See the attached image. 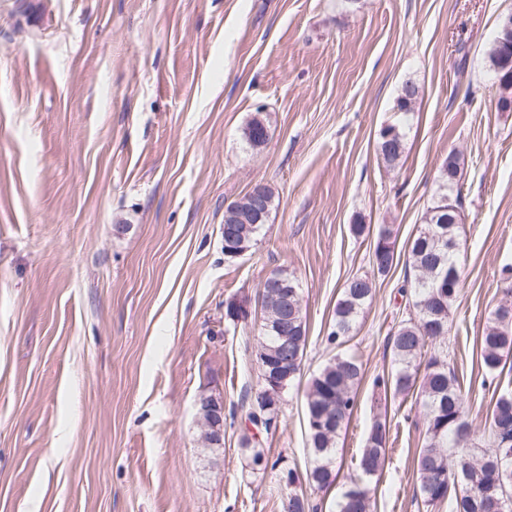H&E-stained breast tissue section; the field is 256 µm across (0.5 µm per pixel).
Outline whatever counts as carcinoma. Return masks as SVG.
<instances>
[{
  "mask_svg": "<svg viewBox=\"0 0 512 512\" xmlns=\"http://www.w3.org/2000/svg\"><path fill=\"white\" fill-rule=\"evenodd\" d=\"M420 94L413 82L403 85L396 99L399 112L411 111ZM405 153V135L397 124L380 129L377 154L386 166H394ZM464 166L459 152H449L447 164L440 166L443 193L426 217V224L412 239L409 247L414 278L405 280L401 295L406 297L409 313L390 333L388 346L392 364L372 380L378 401L416 396L425 411V435L417 451L419 474L418 494L426 506L449 504L451 512H492L493 502L508 503L503 512H512V391H503L495 398L489 414V437L481 448L471 445L466 431V403L456 372L448 363V355L440 349L425 350L427 342L450 334L451 308L460 295L461 275L457 252L448 250V241L458 238V217L448 211L457 177ZM267 223L226 224L224 231H234L233 246L252 251ZM396 260L393 228L382 225L375 237L372 271L387 274ZM374 295L373 279L367 275L350 279L343 288L325 338L326 348L333 351L323 366L307 382L304 393L307 417L308 447L313 464L308 480L317 488L333 485L340 476L336 468L337 440L353 417L358 388L364 372L358 358L343 351L352 339L360 315ZM498 306L480 336V359L485 373L501 374L504 358L512 355V322L503 323ZM262 327L256 355L273 357L280 345V336H288L294 347L297 364L286 380L292 388L301 374L306 354L307 322L302 304H297L294 324L284 332L276 327V309L261 313ZM284 397L275 401L254 395L249 405L247 423L242 428L241 445L251 453V464L265 471L277 468L256 440V415L266 421L278 419ZM387 420L375 418L367 431L357 462L358 474L348 477L336 498V512H374L375 501L368 479L381 472L386 460Z\"/></svg>",
  "mask_w": 512,
  "mask_h": 512,
  "instance_id": "cac0c4a2",
  "label": "carcinoma"
}]
</instances>
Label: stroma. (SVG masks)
I'll return each instance as SVG.
<instances>
[{
	"label": "stroma",
	"mask_w": 512,
	"mask_h": 512,
	"mask_svg": "<svg viewBox=\"0 0 512 512\" xmlns=\"http://www.w3.org/2000/svg\"><path fill=\"white\" fill-rule=\"evenodd\" d=\"M510 14L512 0H0V512H283L284 470L334 512L336 491L307 480L303 384L264 438L278 469L252 471L239 434L258 332L228 327L224 303L294 273L311 375L342 288L372 272L359 223L393 225L397 260L347 345L364 379L341 472L386 416L375 512H449L417 495L421 404L380 406L371 382L391 367L409 242L456 149L446 349L475 442L496 388L512 389V357L487 385L479 345L512 265V111L487 58ZM409 81L420 96L396 111ZM256 116L258 148L244 136ZM388 124L405 134L394 168L377 155ZM258 183L274 192L260 241L225 262V207ZM212 392L229 412L215 453L196 422Z\"/></svg>",
	"instance_id": "35a3bbf8"
}]
</instances>
